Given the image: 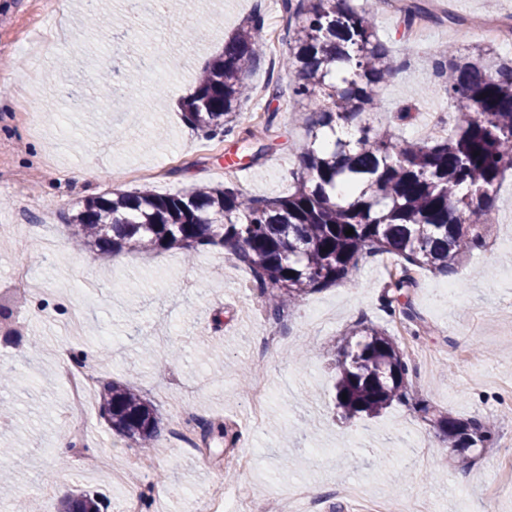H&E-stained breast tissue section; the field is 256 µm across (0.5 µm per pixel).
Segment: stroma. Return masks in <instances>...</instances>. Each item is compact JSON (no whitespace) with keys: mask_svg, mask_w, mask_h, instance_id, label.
<instances>
[{"mask_svg":"<svg viewBox=\"0 0 512 512\" xmlns=\"http://www.w3.org/2000/svg\"><path fill=\"white\" fill-rule=\"evenodd\" d=\"M372 12L379 34L402 59L382 88L384 123L403 138L418 130L448 99L432 72L443 49L462 55L474 36L423 19L429 32L409 38L397 0H356ZM123 0H99L98 23L87 27L86 0H62L69 38L31 58L22 46L35 41L52 15L47 0H0V299L11 316L0 323V372L17 377V389L0 388V403L14 414L0 419V443L15 456L0 460L12 472V496L55 497L75 489L97 493L107 512H120L138 489L118 481L139 450L101 417L98 397L74 408L55 353L57 347L88 354L102 381L132 382L170 417L180 405L224 421L239 437L230 445L213 437L182 447L170 435L144 473L162 482L149 512H195L215 481L245 488L262 512H279L293 485L323 498L325 512H371L400 500L406 512H512V174L500 184L484 245L466 253L448 274H425L409 298L429 326L418 330L382 302L392 263L378 255L339 283L310 292L279 319L260 323L262 305L248 297V268L222 249L128 251L122 263L98 261L70 245L67 215L86 196L115 189L148 188L159 194L198 185L235 182L256 197L288 193L298 167L292 146L304 125L290 109L292 76L277 69L286 51L281 0H188L178 14L122 18ZM264 17L265 61L249 72L254 93L242 125L253 141L209 140L181 112L158 101L157 88L194 87L218 56L226 37L253 11ZM193 39H186V32ZM37 70L38 87L22 95L15 72ZM139 71L143 105L128 107L111 95L112 111L76 109L74 94H94V75L108 72L123 86ZM279 97H271L269 86ZM94 164L99 174L76 180L73 169ZM25 266L40 279V297L12 291V275ZM84 316L81 329L66 322L70 309ZM383 328L403 350L409 381L420 399L467 420L481 416L494 427L486 448L470 452L459 469L456 453L413 405L393 404L375 417L345 418L334 400L335 352L358 321ZM273 330L275 344L258 351ZM39 343L38 355L27 351ZM180 358L158 368L170 349ZM263 385L267 402L254 414L242 373ZM85 437L96 459L61 460V434ZM245 453L246 472H228V458Z\"/></svg>","mask_w":512,"mask_h":512,"instance_id":"stroma-1","label":"stroma"}]
</instances>
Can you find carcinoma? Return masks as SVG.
<instances>
[{
    "mask_svg": "<svg viewBox=\"0 0 512 512\" xmlns=\"http://www.w3.org/2000/svg\"><path fill=\"white\" fill-rule=\"evenodd\" d=\"M282 6L288 51L280 66L295 77L292 111L310 113L307 138L295 145L301 172L288 195L255 198L232 182L169 194L91 195L68 215L72 241L102 252L180 249L189 258L203 246L229 244L275 317L284 304L345 279L367 257L390 254L403 262L385 295L391 308L414 284L411 271L446 273L483 238L494 189L512 168V64L476 50L443 55L435 76L456 112L448 136L396 138L376 124V115L383 110L381 87L400 64L371 12L354 0H282ZM401 11L410 22L431 16L420 0ZM262 30L257 10L199 77L185 119L205 138L236 135L249 99L243 74L264 56ZM338 125L353 126L354 138L337 137ZM322 137L327 149H313ZM349 228L354 234L347 236ZM351 335L356 340L340 347L335 363L342 414L374 416L409 401V367L396 342L372 324ZM99 396L113 431L137 448L157 445L162 419L133 384L107 381ZM417 405L462 464L466 449L492 438L485 421H461L424 400ZM56 512H101V500L73 493Z\"/></svg>",
    "mask_w": 512,
    "mask_h": 512,
    "instance_id": "obj_1",
    "label": "carcinoma"
}]
</instances>
